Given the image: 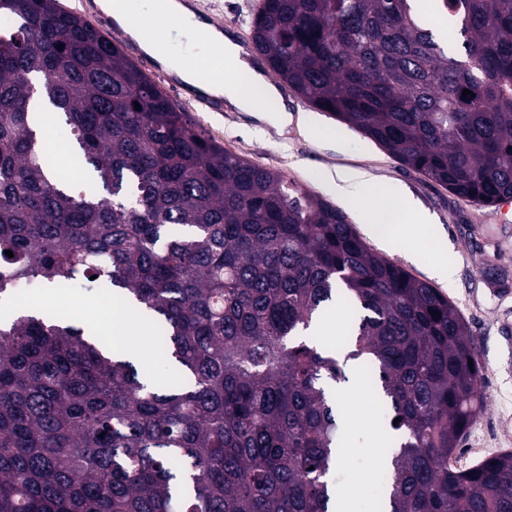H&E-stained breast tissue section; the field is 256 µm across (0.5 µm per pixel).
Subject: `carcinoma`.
I'll list each match as a JSON object with an SVG mask.
<instances>
[{
    "instance_id": "1",
    "label": "carcinoma",
    "mask_w": 512,
    "mask_h": 512,
    "mask_svg": "<svg viewBox=\"0 0 512 512\" xmlns=\"http://www.w3.org/2000/svg\"><path fill=\"white\" fill-rule=\"evenodd\" d=\"M0 19V512H330L353 367L395 439L377 508L512 512L511 450L448 464L483 408L452 301L204 137L58 0H0ZM251 39L401 163L482 206L512 197V0H259ZM84 281L154 323V362L18 304L21 282ZM331 304L335 354L310 334ZM325 318H331L332 322L330 325L324 326L321 335L317 336V340L324 350L336 351L341 347L344 338L342 336L345 330L344 317L332 306Z\"/></svg>"
}]
</instances>
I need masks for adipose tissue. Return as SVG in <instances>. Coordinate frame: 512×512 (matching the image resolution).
Listing matches in <instances>:
<instances>
[{
  "instance_id": "adipose-tissue-1",
  "label": "adipose tissue",
  "mask_w": 512,
  "mask_h": 512,
  "mask_svg": "<svg viewBox=\"0 0 512 512\" xmlns=\"http://www.w3.org/2000/svg\"><path fill=\"white\" fill-rule=\"evenodd\" d=\"M137 0H101L103 10L111 12L115 24L134 40L140 41L143 50L157 59L171 74L189 88H202L203 92L223 97L226 104L239 112L269 114L279 126H287L289 109L275 84L256 69L242 62L241 47L225 36L223 31L200 19L182 0H149L147 10H139ZM163 20L187 39L203 37L212 56L233 58L234 70L220 75L215 81L199 85L195 75V61L191 49H159L155 43L143 40L142 22ZM335 189L347 204L363 208L374 232L385 239L399 233L408 221L425 223V216L407 207L403 202L401 187H382L361 172L337 175Z\"/></svg>"
}]
</instances>
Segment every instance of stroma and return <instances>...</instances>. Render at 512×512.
Masks as SVG:
<instances>
[{
	"label": "stroma",
	"mask_w": 512,
	"mask_h": 512,
	"mask_svg": "<svg viewBox=\"0 0 512 512\" xmlns=\"http://www.w3.org/2000/svg\"><path fill=\"white\" fill-rule=\"evenodd\" d=\"M199 3L201 15L222 22L225 33L239 45L250 42L258 0ZM111 36L198 131L252 163L297 180L331 205L342 207L333 186L340 172L362 171L375 182L405 187L409 202L421 207L429 217L428 224L417 231L401 232L388 242L372 232L358 211L343 207L344 213L369 247L445 294L472 331L483 367L484 410L453 456L457 468H468L472 456L480 450L491 455L511 450L512 220L501 219L498 208L461 200L444 186L403 165L358 129L314 109L288 87L279 89L292 115L284 130L253 112L200 110L186 92L168 84L164 68L134 39L117 28ZM311 125L334 128L338 134L331 139H314L307 133ZM439 264L451 270V281L434 275ZM26 306L35 310L51 306L63 309L79 324L92 326L99 340H112L106 324L105 299L96 290H41L29 297ZM335 399L343 417L347 446L335 479L340 486L355 490L347 502L348 512H371L383 472L378 457L381 447L387 444L382 419L366 382L338 386Z\"/></svg>",
	"instance_id": "35a3bbf8"
}]
</instances>
